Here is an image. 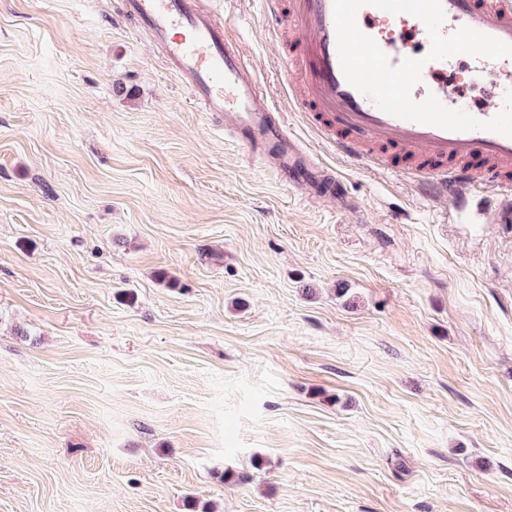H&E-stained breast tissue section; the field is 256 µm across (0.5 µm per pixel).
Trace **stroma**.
<instances>
[{"label": "stroma", "instance_id": "1", "mask_svg": "<svg viewBox=\"0 0 512 512\" xmlns=\"http://www.w3.org/2000/svg\"><path fill=\"white\" fill-rule=\"evenodd\" d=\"M215 9L344 203L124 0H0V512H512V226L336 153L261 0Z\"/></svg>", "mask_w": 512, "mask_h": 512}]
</instances>
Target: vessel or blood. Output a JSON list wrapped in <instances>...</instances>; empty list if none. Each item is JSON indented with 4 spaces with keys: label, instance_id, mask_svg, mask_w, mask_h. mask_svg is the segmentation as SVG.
Wrapping results in <instances>:
<instances>
[{
    "label": "vessel or blood",
    "instance_id": "1",
    "mask_svg": "<svg viewBox=\"0 0 512 512\" xmlns=\"http://www.w3.org/2000/svg\"><path fill=\"white\" fill-rule=\"evenodd\" d=\"M449 35L467 26L512 44V0H441ZM274 21L290 29L283 72L292 78L295 103L310 123L331 141L337 153L372 169L387 166L388 153L408 160L406 175L423 192H435L449 208L461 210L477 181L512 189V137L485 130L450 131L404 120L382 112L345 78L337 52L333 0H262ZM127 11L141 29L160 45L168 63L185 80L201 111L224 120L249 152L294 187L322 188L325 168L284 128L261 92L229 24L218 20L212 0H127ZM359 29L375 40L391 65L409 58V43L429 46L422 21L407 14H390L374 6L359 9ZM453 59L427 62L411 96L423 101L435 95L445 106L461 108L459 86L449 84ZM495 71V96L474 116L488 120L504 107L512 88V57L470 58L469 75L478 80ZM481 167H473V160Z\"/></svg>",
    "mask_w": 512,
    "mask_h": 512
}]
</instances>
